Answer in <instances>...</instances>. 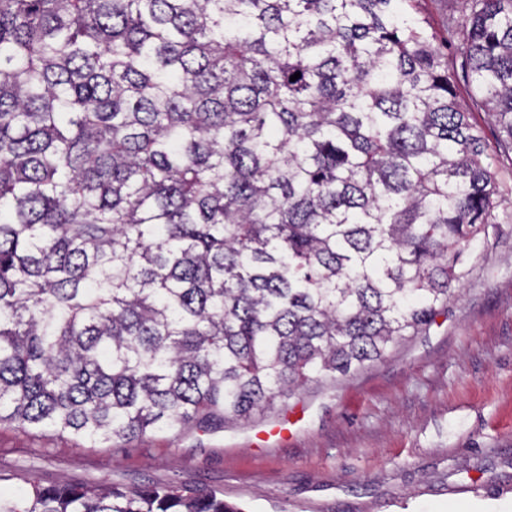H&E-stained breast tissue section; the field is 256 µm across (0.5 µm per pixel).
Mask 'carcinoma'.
Returning <instances> with one entry per match:
<instances>
[{"label":"carcinoma","mask_w":512,"mask_h":512,"mask_svg":"<svg viewBox=\"0 0 512 512\" xmlns=\"http://www.w3.org/2000/svg\"><path fill=\"white\" fill-rule=\"evenodd\" d=\"M420 2L0 0V424L215 432L448 311L499 188ZM445 32L512 150V0ZM0 512L243 509L34 481Z\"/></svg>","instance_id":"1"}]
</instances>
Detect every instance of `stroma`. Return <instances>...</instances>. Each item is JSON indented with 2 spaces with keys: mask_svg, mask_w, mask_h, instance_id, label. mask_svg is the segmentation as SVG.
<instances>
[{
  "mask_svg": "<svg viewBox=\"0 0 512 512\" xmlns=\"http://www.w3.org/2000/svg\"><path fill=\"white\" fill-rule=\"evenodd\" d=\"M456 88L500 185L499 232L471 248L472 275L426 333L298 391L276 448L250 423L123 448L1 424L0 490L172 483L220 490L245 512H512V152L467 81Z\"/></svg>",
  "mask_w": 512,
  "mask_h": 512,
  "instance_id": "1",
  "label": "stroma"
}]
</instances>
